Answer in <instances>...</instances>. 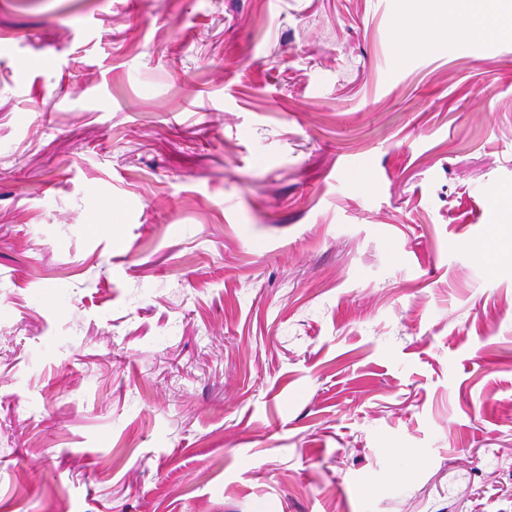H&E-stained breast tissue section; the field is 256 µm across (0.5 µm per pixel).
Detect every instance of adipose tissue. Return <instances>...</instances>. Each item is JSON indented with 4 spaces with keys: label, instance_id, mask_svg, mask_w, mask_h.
<instances>
[{
    "label": "adipose tissue",
    "instance_id": "ef3b65f1",
    "mask_svg": "<svg viewBox=\"0 0 512 512\" xmlns=\"http://www.w3.org/2000/svg\"><path fill=\"white\" fill-rule=\"evenodd\" d=\"M461 16L458 34L474 39L488 33L512 36V0H448Z\"/></svg>",
    "mask_w": 512,
    "mask_h": 512
}]
</instances>
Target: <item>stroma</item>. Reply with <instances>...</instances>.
<instances>
[{
  "label": "stroma",
  "instance_id": "1",
  "mask_svg": "<svg viewBox=\"0 0 512 512\" xmlns=\"http://www.w3.org/2000/svg\"><path fill=\"white\" fill-rule=\"evenodd\" d=\"M418 0H0V512H512V38ZM399 32L404 39L423 47L430 41L438 39L447 33V25L429 11L419 13L416 21L404 17L400 21Z\"/></svg>",
  "mask_w": 512,
  "mask_h": 512
}]
</instances>
